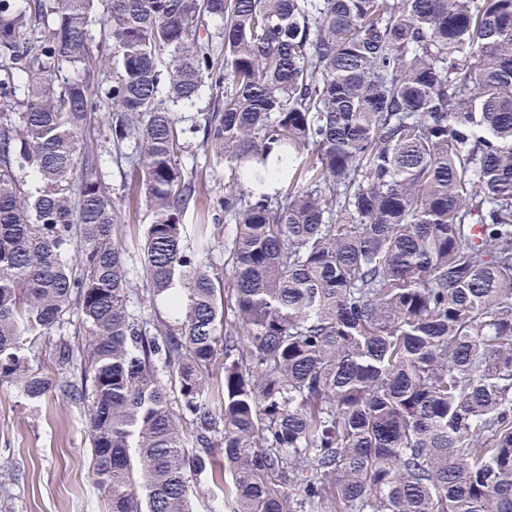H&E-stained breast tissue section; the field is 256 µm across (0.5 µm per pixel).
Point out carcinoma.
Returning <instances> with one entry per match:
<instances>
[{
	"instance_id": "obj_1",
	"label": "carcinoma",
	"mask_w": 512,
	"mask_h": 512,
	"mask_svg": "<svg viewBox=\"0 0 512 512\" xmlns=\"http://www.w3.org/2000/svg\"><path fill=\"white\" fill-rule=\"evenodd\" d=\"M205 89L228 286L180 163ZM100 120L154 217L137 317ZM0 384L82 407L106 512L202 476L224 512H512V0H0ZM59 333H54L49 337L42 339L32 360L34 368L41 369L43 372H53L55 369V345L58 341Z\"/></svg>"
}]
</instances>
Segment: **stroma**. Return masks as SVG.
<instances>
[{
	"label": "stroma",
	"instance_id": "35a3bbf8",
	"mask_svg": "<svg viewBox=\"0 0 512 512\" xmlns=\"http://www.w3.org/2000/svg\"><path fill=\"white\" fill-rule=\"evenodd\" d=\"M88 135L104 153V179L125 226L145 230L152 213L136 177L112 155L107 127L94 125ZM187 143L181 164L192 172L200 200L222 198L227 163L206 156L195 135ZM89 454L79 406L53 393L32 403L0 386V512H103Z\"/></svg>",
	"mask_w": 512,
	"mask_h": 512
}]
</instances>
